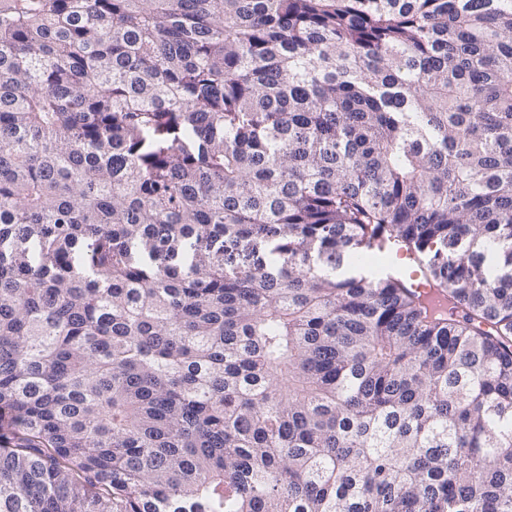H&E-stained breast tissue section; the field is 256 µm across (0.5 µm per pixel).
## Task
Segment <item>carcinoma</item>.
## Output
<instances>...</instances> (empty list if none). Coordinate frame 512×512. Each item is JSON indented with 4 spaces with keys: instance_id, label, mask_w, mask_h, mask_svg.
<instances>
[{
    "instance_id": "obj_1",
    "label": "carcinoma",
    "mask_w": 512,
    "mask_h": 512,
    "mask_svg": "<svg viewBox=\"0 0 512 512\" xmlns=\"http://www.w3.org/2000/svg\"><path fill=\"white\" fill-rule=\"evenodd\" d=\"M1 442L0 512H512V0H0ZM378 252L391 260L386 267L389 276L404 279L418 292H429V286L424 284L421 278L417 257L411 250H407L402 243L392 240L378 244Z\"/></svg>"
}]
</instances>
